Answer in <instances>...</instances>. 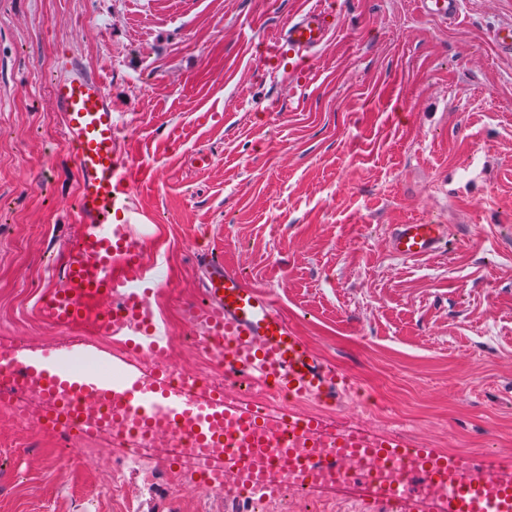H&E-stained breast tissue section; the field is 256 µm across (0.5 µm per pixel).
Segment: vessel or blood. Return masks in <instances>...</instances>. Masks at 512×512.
I'll list each match as a JSON object with an SVG mask.
<instances>
[{"mask_svg":"<svg viewBox=\"0 0 512 512\" xmlns=\"http://www.w3.org/2000/svg\"><path fill=\"white\" fill-rule=\"evenodd\" d=\"M336 14L317 6L305 7L286 29L268 45L271 57L283 51L311 52L338 31ZM51 99L62 115L63 138L79 172L76 199L80 232L69 248L64 288L53 291L43 303L46 318L55 326L71 329L86 314H94L103 336H135L147 351H159L168 334L165 324L150 311L149 286L156 279L157 265L143 259L138 238L130 228L137 211L131 193L132 165L116 146L112 101L102 82L74 59H60V73L52 84ZM443 224L397 225L390 236L392 253L403 259L436 251L446 240ZM208 268L205 303L197 315L208 325L206 342L224 349V376L263 385L273 395L291 400L317 398L332 401L338 392L353 389L348 375L324 365L296 335L275 309L269 291L247 282L229 263L204 256ZM86 345H64L45 355L39 364L11 357L0 361V404L16 390L40 387L44 395L67 389L118 401L158 428L176 432L194 422L198 446L215 455L228 452L244 456L256 437H264L267 449L260 466H244L240 487L277 493L293 471L303 472L310 485L321 476L343 478L339 451L343 448H374L391 458H408L417 452L403 434L375 438L362 434L337 437L334 447H325L321 418L297 411L269 420L253 407L226 409L221 392L204 390L202 398L188 397L181 386L160 378L150 386L123 373L104 375L94 370L75 371V359L92 358ZM74 424L71 410L51 408L42 419L45 431L60 434ZM299 448L298 456L285 454V447ZM473 462L459 463L436 457L430 469L401 466L392 480L397 494V512H412L415 497L408 488L414 481L441 482L448 490V512H512V495L476 500Z\"/></svg>","mask_w":512,"mask_h":512,"instance_id":"1","label":"vessel or blood"}]
</instances>
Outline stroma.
Wrapping results in <instances>:
<instances>
[{
  "label": "stroma",
  "instance_id": "stroma-1",
  "mask_svg": "<svg viewBox=\"0 0 512 512\" xmlns=\"http://www.w3.org/2000/svg\"><path fill=\"white\" fill-rule=\"evenodd\" d=\"M309 0H0V346L59 347L42 301L64 285L78 175L50 88L60 53L98 74L134 168L132 231L157 261L151 303L190 375L205 249L267 289L320 359L355 382L327 426L400 429L415 445L512 454V56L491 31L512 0H318L341 28L269 58ZM208 165L195 161L197 154ZM448 227L403 260L398 224ZM0 408V512H258L203 483L168 437L151 482L113 485L119 451Z\"/></svg>",
  "mask_w": 512,
  "mask_h": 512
}]
</instances>
